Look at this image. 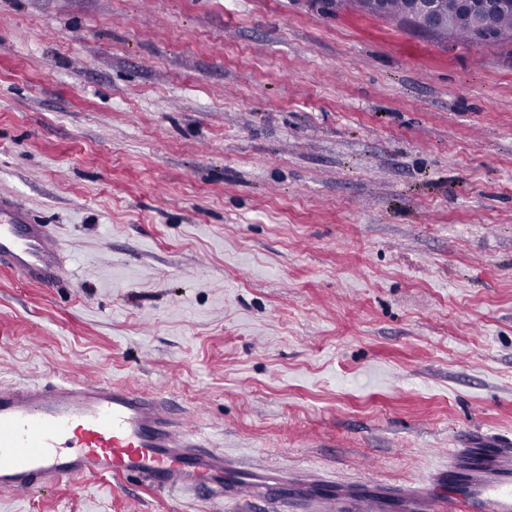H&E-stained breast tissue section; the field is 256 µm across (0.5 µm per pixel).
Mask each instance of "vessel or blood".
<instances>
[{
	"label": "vessel or blood",
	"instance_id": "b4317fda",
	"mask_svg": "<svg viewBox=\"0 0 512 512\" xmlns=\"http://www.w3.org/2000/svg\"><path fill=\"white\" fill-rule=\"evenodd\" d=\"M48 225L0 197V266L45 288L61 269ZM76 477L138 480L159 491L207 490L231 512H512V437L483 434L445 467L406 485L303 465L281 475L263 458L234 459L199 426L129 385L84 379L0 383V491L28 496Z\"/></svg>",
	"mask_w": 512,
	"mask_h": 512
}]
</instances>
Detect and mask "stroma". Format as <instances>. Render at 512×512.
I'll use <instances>...</instances> for the list:
<instances>
[{
  "label": "stroma",
  "mask_w": 512,
  "mask_h": 512,
  "mask_svg": "<svg viewBox=\"0 0 512 512\" xmlns=\"http://www.w3.org/2000/svg\"><path fill=\"white\" fill-rule=\"evenodd\" d=\"M0 382L94 376L219 449L405 484L512 434V45L351 0H0ZM0 512H225L73 478ZM62 264L48 225L36 224L20 202L0 197V266L51 288L59 280Z\"/></svg>",
  "instance_id": "35a3bbf8"
}]
</instances>
